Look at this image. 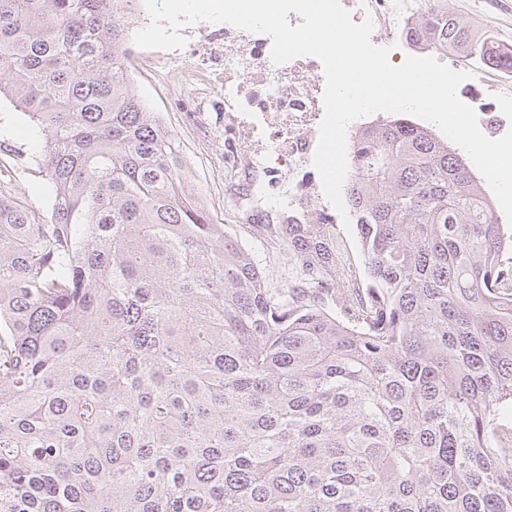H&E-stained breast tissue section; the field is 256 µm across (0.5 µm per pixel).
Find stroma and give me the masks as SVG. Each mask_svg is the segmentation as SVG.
<instances>
[{
    "label": "stroma",
    "mask_w": 512,
    "mask_h": 512,
    "mask_svg": "<svg viewBox=\"0 0 512 512\" xmlns=\"http://www.w3.org/2000/svg\"><path fill=\"white\" fill-rule=\"evenodd\" d=\"M440 6L512 45V0H440ZM128 49L133 87L175 134L192 171L189 190L202 193L217 223L236 229L260 265L267 287H283L296 270L287 254L272 247L261 230L269 223V214L255 213L252 221L244 224L231 209L233 199L247 192L249 180L244 171L231 173L224 168V93L220 85L187 76L184 49L146 50L133 43ZM45 150V137L35 132L9 97L1 96L0 194L38 217L50 210L53 200L52 185L40 167Z\"/></svg>",
    "instance_id": "stroma-1"
}]
</instances>
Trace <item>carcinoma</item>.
<instances>
[{
    "label": "carcinoma",
    "instance_id": "obj_1",
    "mask_svg": "<svg viewBox=\"0 0 512 512\" xmlns=\"http://www.w3.org/2000/svg\"><path fill=\"white\" fill-rule=\"evenodd\" d=\"M512 47L431 7L405 32ZM113 0H0V95L46 137L37 218L0 197V512H512V230L406 118L355 136L334 224L266 225L267 288L187 191Z\"/></svg>",
    "mask_w": 512,
    "mask_h": 512
}]
</instances>
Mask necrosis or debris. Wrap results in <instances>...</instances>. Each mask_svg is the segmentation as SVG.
Returning a JSON list of instances; mask_svg holds the SVG:
<instances>
[{"label":"necrosis or debris","mask_w":512,"mask_h":512,"mask_svg":"<svg viewBox=\"0 0 512 512\" xmlns=\"http://www.w3.org/2000/svg\"><path fill=\"white\" fill-rule=\"evenodd\" d=\"M354 22L372 16L375 45L397 40L417 12V0H341ZM268 35L225 26L221 44L192 49L191 64L207 58L224 65V166L252 171L248 194L236 203L240 218L272 208L271 191L279 175L288 177V194L278 202L307 224H327L331 217L316 208L314 174L310 169L324 115L325 76L313 56L283 64L271 59Z\"/></svg>","instance_id":"necrosis-or-debris-1"}]
</instances>
